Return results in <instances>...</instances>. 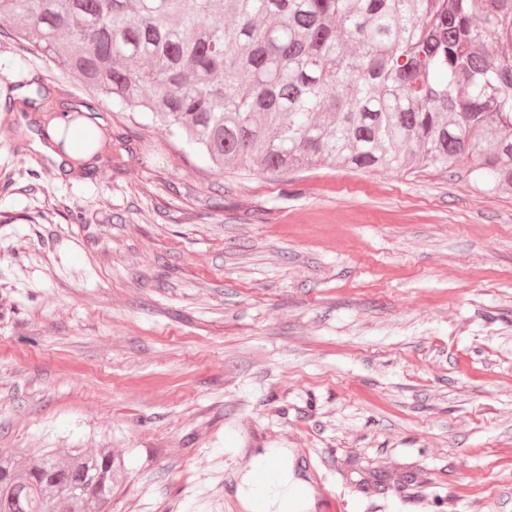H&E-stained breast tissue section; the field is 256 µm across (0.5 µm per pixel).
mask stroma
<instances>
[{
  "label": "stroma",
  "instance_id": "stroma-1",
  "mask_svg": "<svg viewBox=\"0 0 512 512\" xmlns=\"http://www.w3.org/2000/svg\"><path fill=\"white\" fill-rule=\"evenodd\" d=\"M0 71L85 88L0 23ZM95 166L0 107V451L108 448L109 512H512V190L454 169L209 168L103 101ZM273 462L274 484L259 488L254 482L255 471ZM237 497L245 512H310L313 492L307 482L295 475L294 461L285 448H265L253 459L252 469L242 475Z\"/></svg>",
  "mask_w": 512,
  "mask_h": 512
}]
</instances>
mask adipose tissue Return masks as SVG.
I'll list each match as a JSON object with an SVG mask.
<instances>
[{"instance_id": "1", "label": "adipose tissue", "mask_w": 512, "mask_h": 512, "mask_svg": "<svg viewBox=\"0 0 512 512\" xmlns=\"http://www.w3.org/2000/svg\"><path fill=\"white\" fill-rule=\"evenodd\" d=\"M269 464L276 470V480L269 487H258L252 472L242 475L237 497L245 512H311L313 492L307 482L296 476L289 451L268 448L253 459L255 468Z\"/></svg>"}]
</instances>
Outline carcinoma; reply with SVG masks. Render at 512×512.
Instances as JSON below:
<instances>
[{"mask_svg":"<svg viewBox=\"0 0 512 512\" xmlns=\"http://www.w3.org/2000/svg\"><path fill=\"white\" fill-rule=\"evenodd\" d=\"M30 50L222 169L448 168L512 188V0H0ZM9 103L51 112L15 81ZM110 448L0 453V512H108Z\"/></svg>","mask_w":512,"mask_h":512,"instance_id":"1","label":"carcinoma"}]
</instances>
